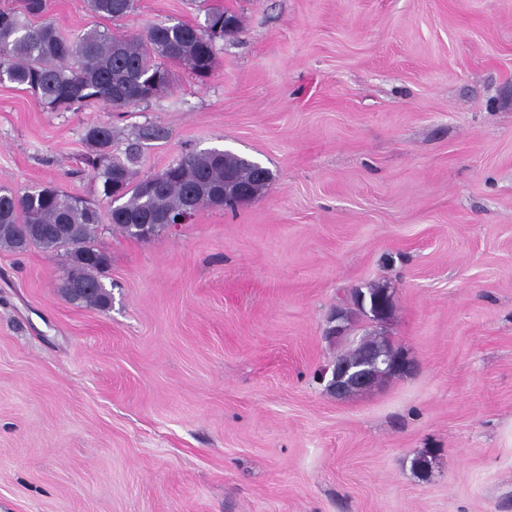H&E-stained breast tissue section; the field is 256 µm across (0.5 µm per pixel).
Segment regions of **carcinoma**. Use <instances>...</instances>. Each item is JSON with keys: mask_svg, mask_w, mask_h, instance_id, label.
Masks as SVG:
<instances>
[{"mask_svg": "<svg viewBox=\"0 0 512 512\" xmlns=\"http://www.w3.org/2000/svg\"><path fill=\"white\" fill-rule=\"evenodd\" d=\"M92 12L120 19L134 11L136 0H88ZM47 0H24L21 12L0 8V82L23 86L38 96L47 109L73 110L98 103L111 111L147 102L170 84L165 62H177L204 76L215 64V39L224 37L226 10L209 8L202 25L186 23L156 24L141 37L89 30L60 37L50 23L34 27L26 21L45 13ZM165 138L158 126H146L128 141L124 158L112 155L114 133L108 122H96L86 129L90 152L85 164L101 195L112 204V191L119 194L118 211L109 212L110 223L120 232L140 238L127 218L149 216L153 220L177 219L184 210L189 191L198 192L197 206L225 205L237 208L250 203L267 187L270 179H261L228 150L187 151L173 170L156 175L160 184L147 193L149 178L132 180L143 142ZM101 212L83 198L54 186L24 191L0 188V248L25 252L32 247L55 250L65 247L72 254L61 283V293L69 301L100 310L112 304V294L100 279L107 264L103 251L94 245ZM31 224L51 228L68 225L67 234L49 231L34 240L27 239ZM83 280L89 291L80 297L71 294V276ZM368 348L377 350L387 361L395 359L391 345L377 336L347 349L338 359L356 360Z\"/></svg>", "mask_w": 512, "mask_h": 512, "instance_id": "1", "label": "carcinoma"}]
</instances>
